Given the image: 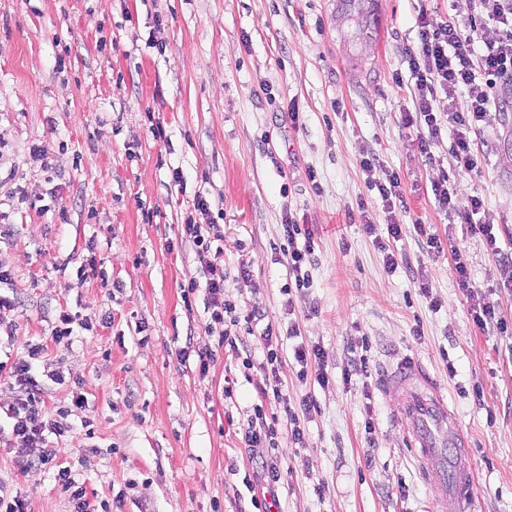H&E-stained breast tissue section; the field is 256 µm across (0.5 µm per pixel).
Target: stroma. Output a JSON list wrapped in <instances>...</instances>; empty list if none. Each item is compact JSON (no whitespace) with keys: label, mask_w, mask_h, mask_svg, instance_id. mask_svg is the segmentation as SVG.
Wrapping results in <instances>:
<instances>
[{"label":"stroma","mask_w":512,"mask_h":512,"mask_svg":"<svg viewBox=\"0 0 512 512\" xmlns=\"http://www.w3.org/2000/svg\"><path fill=\"white\" fill-rule=\"evenodd\" d=\"M376 6L387 17L379 36L368 10L342 17L330 0H0V267L10 274L0 294L16 302L0 321V362L44 345L39 370L65 379L48 384L45 415L67 411L73 427L44 445L112 512H256L245 433L271 371L282 386L265 406L282 512H441L447 492L422 481L405 443L404 397L382 393L403 357L469 436L478 512H512V294L486 243L491 234L512 248V104L482 122L478 170L449 169L446 130L420 154L401 122L411 86L395 77L417 48L419 10L462 24L469 0ZM394 172L404 203L390 212L371 185ZM444 176L459 201L483 199L473 220L439 208L433 183ZM191 215L220 226L208 258L236 308L234 353L218 344L204 290L183 293L206 280L181 239ZM286 215L314 231L311 284L292 293L273 248ZM392 220L402 234L384 251L376 238ZM90 262L95 274L79 279ZM473 288L498 302L507 330L477 326ZM63 309L81 323L67 345L52 338ZM292 324L325 349L328 385L301 380L288 349L267 365L262 331L283 336ZM205 348L215 357L203 373ZM77 384L82 409L71 405ZM308 394L318 411L298 445L288 414ZM14 399L0 386V485L26 512H73L52 472L21 470L5 415Z\"/></svg>","instance_id":"35a3bbf8"}]
</instances>
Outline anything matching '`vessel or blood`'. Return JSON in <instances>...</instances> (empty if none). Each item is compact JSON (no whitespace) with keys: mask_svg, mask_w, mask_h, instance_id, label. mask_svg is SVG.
I'll list each match as a JSON object with an SVG mask.
<instances>
[{"mask_svg":"<svg viewBox=\"0 0 512 512\" xmlns=\"http://www.w3.org/2000/svg\"><path fill=\"white\" fill-rule=\"evenodd\" d=\"M405 393L401 412L409 424L407 444L428 484L448 493V512H477L469 447L441 392L428 385L413 359L402 358L390 373L386 397Z\"/></svg>","mask_w":512,"mask_h":512,"instance_id":"vessel-or-blood-1","label":"vessel or blood"}]
</instances>
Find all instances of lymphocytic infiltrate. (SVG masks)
<instances>
[{"label": "lymphocytic infiltrate", "instance_id": "lymphocytic-infiltrate-1", "mask_svg": "<svg viewBox=\"0 0 512 512\" xmlns=\"http://www.w3.org/2000/svg\"><path fill=\"white\" fill-rule=\"evenodd\" d=\"M472 8L466 25L451 21L433 25L427 11H420L416 24L419 44L408 52L407 63L414 80V108L404 111L405 127L419 129L418 148L429 153L431 145L442 129H451L454 144L448 156L450 168L470 171L476 168L479 145L474 137L479 122L483 121L497 94L512 90V0H471ZM496 23L493 40H479L478 32L488 23ZM466 93L470 106L459 111L455 106L457 93ZM212 227L187 221L181 235L198 249L199 260L204 261L207 272L205 285L189 282L188 292L204 288L211 310V318L220 322L228 307L224 302V270L207 260L211 248ZM311 233L303 225L284 219L281 226L282 242L279 250L287 262L288 274L296 288L308 287V268L314 262L309 243ZM44 354L39 343L25 347L23 356L11 365L0 364V373H6L20 390L10 408L11 434L22 447L18 463L26 471H38L56 460L58 452L51 449L31 456V448L43 442L46 427L43 411L45 387L33 373V362ZM249 447L260 449L255 463L257 481L275 488L281 480L280 454L275 431L266 421L262 405L256 406L247 432Z\"/></svg>", "mask_w": 512, "mask_h": 512}]
</instances>
